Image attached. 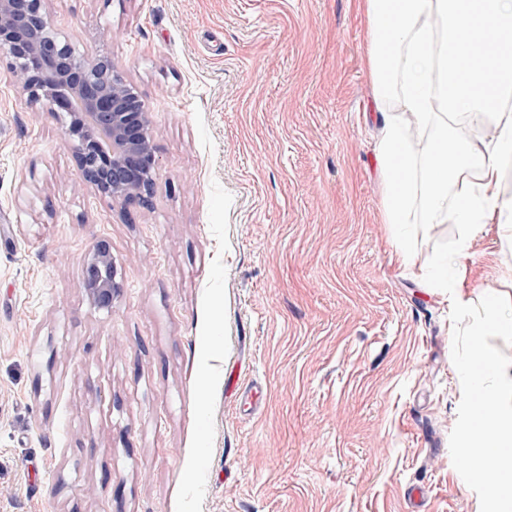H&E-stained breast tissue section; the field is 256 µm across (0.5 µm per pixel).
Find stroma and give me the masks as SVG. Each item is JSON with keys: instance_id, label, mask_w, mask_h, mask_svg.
I'll use <instances>...</instances> for the list:
<instances>
[{"instance_id": "obj_1", "label": "stroma", "mask_w": 512, "mask_h": 512, "mask_svg": "<svg viewBox=\"0 0 512 512\" xmlns=\"http://www.w3.org/2000/svg\"><path fill=\"white\" fill-rule=\"evenodd\" d=\"M153 118L150 206L94 193L0 64V512H480L452 465L453 301L512 299L503 243L446 293L451 224L390 259L356 0H48ZM111 32L108 41L100 40ZM108 238L120 288L82 287Z\"/></svg>"}]
</instances>
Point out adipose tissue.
Wrapping results in <instances>:
<instances>
[{"label":"adipose tissue","instance_id":"adipose-tissue-1","mask_svg":"<svg viewBox=\"0 0 512 512\" xmlns=\"http://www.w3.org/2000/svg\"><path fill=\"white\" fill-rule=\"evenodd\" d=\"M370 41L366 69L382 114L378 155L384 223L456 224V255L469 257L488 232L508 245L512 199L504 197L512 164V0H362ZM482 30L474 54L469 35ZM464 117L477 138L459 137L450 118ZM431 134L422 153L408 145L407 124Z\"/></svg>","mask_w":512,"mask_h":512}]
</instances>
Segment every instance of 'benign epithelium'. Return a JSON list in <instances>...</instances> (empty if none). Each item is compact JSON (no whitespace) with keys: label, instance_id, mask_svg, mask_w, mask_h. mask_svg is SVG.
<instances>
[{"label":"benign epithelium","instance_id":"7a95c632","mask_svg":"<svg viewBox=\"0 0 512 512\" xmlns=\"http://www.w3.org/2000/svg\"><path fill=\"white\" fill-rule=\"evenodd\" d=\"M46 2L0 0V54L15 84L65 117L63 142L87 185L114 201L149 205L158 167L151 111L112 57L75 52L52 26ZM116 275L110 243L100 239L83 265L93 305L112 307Z\"/></svg>","mask_w":512,"mask_h":512}]
</instances>
